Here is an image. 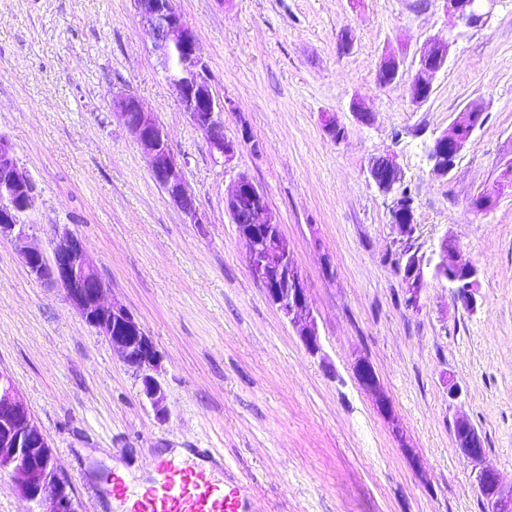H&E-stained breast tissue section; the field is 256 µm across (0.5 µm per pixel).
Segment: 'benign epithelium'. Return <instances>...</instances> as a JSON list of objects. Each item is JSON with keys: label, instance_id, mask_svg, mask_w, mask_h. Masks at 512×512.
Listing matches in <instances>:
<instances>
[{"label": "benign epithelium", "instance_id": "1", "mask_svg": "<svg viewBox=\"0 0 512 512\" xmlns=\"http://www.w3.org/2000/svg\"><path fill=\"white\" fill-rule=\"evenodd\" d=\"M443 2L445 12L451 17L468 27H480L492 15L498 0ZM132 3L151 34L152 51L162 65L165 79L176 90L183 112L204 137L215 161L229 164L248 139L232 140L224 135V100L212 90L208 64L199 52L195 29L178 12L174 0H132ZM451 43V32L444 30L430 38L421 50L415 80L407 84L413 104L426 101L437 74L447 63ZM400 81L399 61L394 57L385 58L380 85L390 86ZM112 107L117 109L128 132L143 149L153 179L190 223H203L196 198L178 173L179 164L168 135L154 113L129 93L112 97ZM482 117L479 106L469 105L458 114L449 131L434 139L428 152L432 175L448 177ZM367 173L381 194L393 196L394 210L405 206L401 192L403 172L393 157L372 160ZM32 186V178L19 165L11 142L0 135V238L14 241L31 275L65 290L67 299L83 321L106 339L129 368L142 374L143 394L157 413L164 414L165 392L154 376L160 359L153 342L132 313L123 305L107 300V286L83 242L70 231L57 233L47 253L30 234V225L20 222V215L33 205L31 201L22 204L24 197L32 193ZM244 197L253 201L246 230L239 231L246 244L250 269L264 287L268 301L296 330L308 353L314 355L321 350V343L305 277L264 190L242 173L225 200V208L235 224L241 220L240 201ZM397 229L403 243L401 264L409 270L404 278L409 303H417L429 270L434 278L444 279L454 286L465 307H477L478 270L463 258L454 242L443 238L433 257L427 260L412 247L414 217L398 224ZM354 371L362 387L374 397L376 408L387 423L398 428V418L371 363L359 357L354 362ZM453 428L458 433V449L474 465L475 482L487 502L488 512H512V484L504 485L495 471L481 466L485 448L478 432L463 416L455 417ZM0 470L19 477V494L36 503L37 512H77L71 486L54 467L53 451L46 435L35 424L27 402L11 377L1 370Z\"/></svg>", "mask_w": 512, "mask_h": 512}]
</instances>
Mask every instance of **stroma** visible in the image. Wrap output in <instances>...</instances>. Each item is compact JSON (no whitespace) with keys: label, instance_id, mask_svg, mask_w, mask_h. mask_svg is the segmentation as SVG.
<instances>
[{"label":"stroma","instance_id":"35a3bbf8","mask_svg":"<svg viewBox=\"0 0 512 512\" xmlns=\"http://www.w3.org/2000/svg\"><path fill=\"white\" fill-rule=\"evenodd\" d=\"M196 31L212 89L230 102L227 137L248 135L230 167L215 163L182 111L131 0H0V134L39 192L33 232L78 235L108 297L143 324L161 358L167 414L141 378L0 240V370L47 435L79 512H117L97 497L116 468L151 479L173 448H211L220 478L252 484V512H486L453 421L483 440L484 467L512 483V0L456 40L433 91L379 87L388 54L414 75L447 25L442 0H175ZM351 33L343 47V33ZM126 92L154 112L203 223L152 178L111 112ZM360 99L372 124L350 112ZM483 109L447 178L428 150L467 105ZM333 115L341 139L324 127ZM393 156L413 201L414 244L445 237L478 269L466 309L428 279L407 301L392 203L368 178ZM247 174L268 203L308 285L323 352L310 356L268 301L225 200ZM498 193L493 209L471 199ZM373 365L406 434L398 441L353 373ZM461 390L449 400L448 387Z\"/></svg>","mask_w":512,"mask_h":512}]
</instances>
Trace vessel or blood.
Returning a JSON list of instances; mask_svg holds the SVG:
<instances>
[{
  "label": "vessel or blood",
  "mask_w": 512,
  "mask_h": 512,
  "mask_svg": "<svg viewBox=\"0 0 512 512\" xmlns=\"http://www.w3.org/2000/svg\"><path fill=\"white\" fill-rule=\"evenodd\" d=\"M153 470L151 486L134 498L125 483H113V496L130 500V512H250L246 482L224 483L206 466L191 467L175 457L156 462Z\"/></svg>",
  "instance_id": "1"
}]
</instances>
